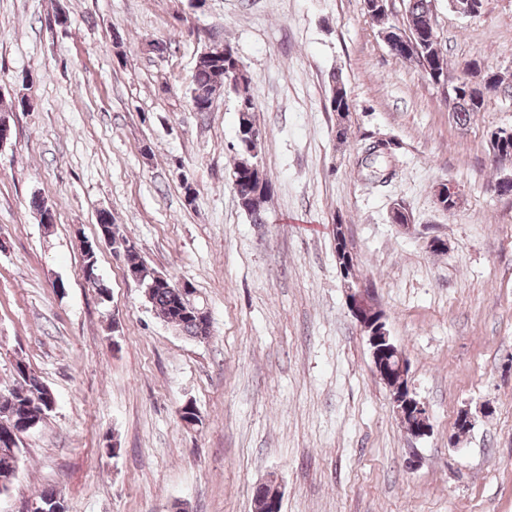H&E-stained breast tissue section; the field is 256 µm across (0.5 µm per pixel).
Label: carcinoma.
I'll return each instance as SVG.
<instances>
[{
    "instance_id": "obj_1",
    "label": "carcinoma",
    "mask_w": 512,
    "mask_h": 512,
    "mask_svg": "<svg viewBox=\"0 0 512 512\" xmlns=\"http://www.w3.org/2000/svg\"><path fill=\"white\" fill-rule=\"evenodd\" d=\"M366 13L376 23L382 24L380 32L389 42H398L407 49L404 59L410 60L440 79L448 77V65L443 55L435 31V17L432 0H406L402 21L389 20L387 0H364ZM235 95L238 102V151L235 157L231 182L240 207L253 223H263L262 204L270 197L272 184L266 174L255 166V158L244 149V142L255 127L258 103L251 88L246 70L241 68L235 48L224 43V51L196 62L193 84L189 92L190 105L200 112L210 109V102L221 92ZM462 103L452 105L458 121L465 122L471 113L479 112L485 101L501 93L512 94V84L504 80L498 72L486 69L477 70L472 78L459 88ZM330 92L334 93V107L339 129L336 140L343 144L350 138L349 125L351 103L342 81L332 77ZM396 140H376L363 148L360 166L365 170V180L375 182L382 170L375 167L380 159H385L396 151ZM108 233L127 239L120 226L112 222V215L101 213L98 234ZM126 264L138 269L144 284L154 282V273L140 260L137 248L130 247L123 253ZM181 291L179 286L169 281L163 286L150 289L148 302L158 315L168 324L178 328L185 335L201 340L210 336L211 324L192 318H185L179 312ZM21 378L20 386L9 392L7 399L0 401V494L9 490L20 465L22 448L20 435L26 432L23 424L38 423L54 403L52 393L43 385L39 376L26 364H17Z\"/></svg>"
}]
</instances>
